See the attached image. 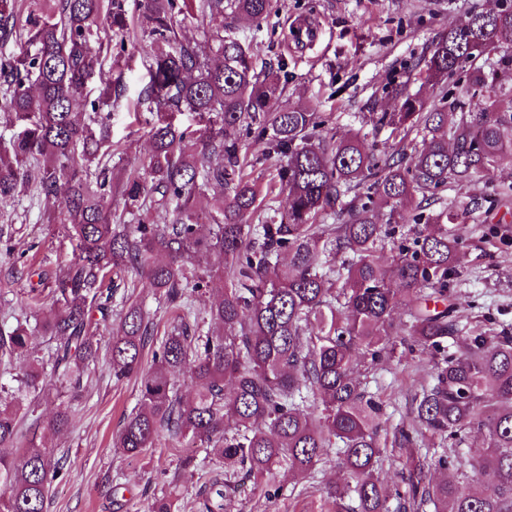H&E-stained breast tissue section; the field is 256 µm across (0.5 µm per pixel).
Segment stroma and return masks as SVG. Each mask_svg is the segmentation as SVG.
<instances>
[{
    "mask_svg": "<svg viewBox=\"0 0 512 512\" xmlns=\"http://www.w3.org/2000/svg\"><path fill=\"white\" fill-rule=\"evenodd\" d=\"M496 0H278L267 20L255 24L231 15L207 25L196 22L200 0H182L175 18L183 38L214 54L216 35L238 40L248 48L260 72L277 74L282 93L271 109L302 105L320 113L337 138L354 134L384 141L387 131H374L375 112L398 111L400 102L389 96L390 83L406 84L410 94L431 108L436 89L425 78L435 40L474 10L487 11ZM303 21L316 24L318 35L308 45L292 42L293 27ZM150 65L139 42L112 50V83L119 98L110 117V140L115 153L112 171L122 179L143 170L151 153L149 130L156 119L141 96L150 81ZM512 186V164H502L474 182L449 184L439 191L430 213L448 209L465 221V242L456 256V276L448 282L453 299L468 306L469 335L512 329V204L503 205L504 188ZM45 203L31 194L0 202V234L9 248L0 249V330H11L21 319L36 321L26 307L28 277L18 276L21 264L31 275L53 277L72 255L73 243L60 221L50 220ZM201 269L214 276L205 293L193 294L192 316L201 330H209L207 311L224 290L217 272L224 266L218 252L200 254ZM149 314L152 336L143 356L151 365L153 348L163 340L176 313L163 296L146 286L134 291ZM97 354L88 366L84 390L71 395L56 387L32 401L20 414L18 447L32 437L65 458V468L51 485L45 512H144L150 497L168 495L175 512H199L204 486L224 477V466L205 448H190L187 440L161 435L155 447L136 457L115 443L127 417L140 406L139 379L118 381L112 376L111 337L100 331ZM431 356L396 346L390 360L367 371L369 391L379 392L385 405L387 431L409 424L415 398L430 380ZM71 408L69 426L47 429V420L59 405ZM198 468L180 467L185 454ZM347 472L335 457L318 465L313 478H282L280 484L254 487L243 484L229 505L230 512H321L322 488L328 482H347Z\"/></svg>",
    "mask_w": 512,
    "mask_h": 512,
    "instance_id": "stroma-1",
    "label": "stroma"
}]
</instances>
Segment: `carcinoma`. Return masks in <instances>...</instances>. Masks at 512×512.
Masks as SVG:
<instances>
[{
	"instance_id": "1",
	"label": "carcinoma",
	"mask_w": 512,
	"mask_h": 512,
	"mask_svg": "<svg viewBox=\"0 0 512 512\" xmlns=\"http://www.w3.org/2000/svg\"><path fill=\"white\" fill-rule=\"evenodd\" d=\"M272 2L204 0L205 15L260 21ZM24 4L23 17L17 0H0V42L25 32L18 53L0 56L5 107L18 127L0 146V200L36 187L60 207L75 248L50 289L55 311L33 327L24 321L0 333V361L24 365L16 388L0 385V512H45L61 461L52 448L16 446L19 413L57 383L81 390L100 327L112 331L113 376L142 374V408L127 418L118 443L131 456L155 447L164 431L189 435L225 471L260 487L276 466L308 477L334 451L353 484L327 485L323 512H391L394 500L403 512H512V333L471 336L463 351L448 353V338L462 331L460 306L448 300L452 259L463 244L459 215L420 211L409 227L379 223L386 208L391 219H404L400 208L416 193L430 201L450 183L512 161V99L504 107L497 97L499 71L512 68V0L471 14L434 44L427 79L439 86V106L425 109L402 84L392 87L399 111L372 114L376 131L421 138L409 165L404 153H378L361 136L322 135L317 113L302 105L270 111L279 81L255 72L248 49L220 37L213 60L179 37L177 0H141L140 25L153 37L144 100L158 119L149 131L147 176L121 181L112 180L103 151L110 139L104 108L112 106L103 61L134 29L125 0ZM100 29L107 41L95 47L91 37ZM466 67V96L448 95L440 82ZM95 79L101 91L91 99ZM181 112L195 113L198 128H179ZM243 130L286 158L267 188L288 198L277 221L250 223L263 200ZM209 191L215 215L205 225L197 209ZM119 207L153 211L162 222H118ZM329 211L337 219L331 230L316 223ZM389 242L397 254L383 266L375 253ZM203 251L224 254V295L209 310L218 330L203 335L180 318L143 374L149 316L131 301L112 324L114 283L137 287L122 277L133 269L181 309L186 292L212 277L196 268ZM342 270L345 287L336 292L331 277ZM399 304L409 315L402 327L392 317ZM39 334L54 340L47 368L33 356ZM397 342L429 352L433 365L394 445L410 451L426 435L450 445L431 460L410 453L403 491L380 476L384 404L357 376L362 360L385 362ZM182 375L194 384L189 395L180 390ZM308 391L323 404L318 418L303 409ZM228 416L236 421L231 431ZM474 429L486 448L466 458L461 445ZM433 467L442 480L428 477ZM488 472L494 481L484 480ZM215 485L202 512H221L224 491L237 489L228 480Z\"/></svg>"
}]
</instances>
